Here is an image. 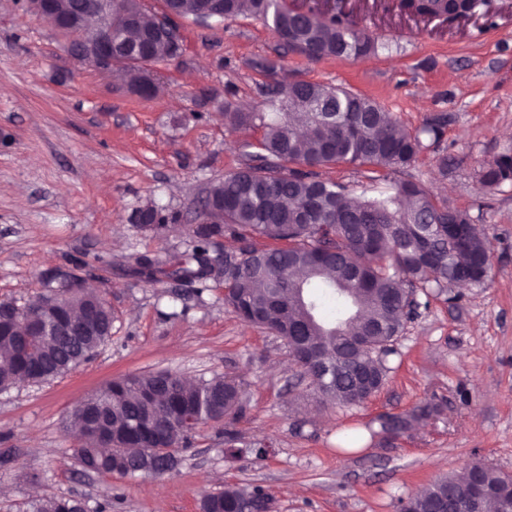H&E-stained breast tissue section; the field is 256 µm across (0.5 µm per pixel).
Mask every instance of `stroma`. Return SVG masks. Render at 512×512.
<instances>
[{"instance_id": "1", "label": "stroma", "mask_w": 512, "mask_h": 512, "mask_svg": "<svg viewBox=\"0 0 512 512\" xmlns=\"http://www.w3.org/2000/svg\"><path fill=\"white\" fill-rule=\"evenodd\" d=\"M351 6L378 44L362 59H308L250 15L211 28L180 19L183 51L153 66L159 92L143 98L116 72L74 60L27 0H0V300L33 299L41 275L62 268L115 316L93 359L0 393V512L61 495L108 498L112 512H201L205 495L249 484L273 493L275 512H400L401 497L473 462L512 474V182H479L482 164L512 154V0H484L451 26L406 17L397 0ZM285 81L345 87L412 130L447 117L404 176L478 217L491 241L489 278L421 304L385 385L359 405L323 402L283 341L225 307L223 276L156 288L130 266L138 254L189 251L206 188L244 166L261 136L228 132L225 112L271 111ZM323 175L358 196L391 184L365 167ZM151 202L178 216L164 236L133 221ZM165 370L239 380L247 408L236 428L245 442L272 441L267 456L228 457L207 427L164 478L82 470L67 413L113 379ZM424 404L438 414L380 435L379 415ZM351 431L358 447L341 448Z\"/></svg>"}]
</instances>
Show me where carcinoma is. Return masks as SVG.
I'll return each mask as SVG.
<instances>
[{"label":"carcinoma","mask_w":512,"mask_h":512,"mask_svg":"<svg viewBox=\"0 0 512 512\" xmlns=\"http://www.w3.org/2000/svg\"><path fill=\"white\" fill-rule=\"evenodd\" d=\"M166 2L176 14L198 19L199 0ZM215 7L226 20L242 14L260 18L284 36L286 47L310 59H357L376 50L375 40L349 14L308 15L286 0H217ZM136 11V0H126L123 10L112 14V55L125 64L132 84L139 63H165L183 46L165 31L155 35L146 52H138L149 26L127 19L126 13ZM277 94L276 112L224 113L233 130L262 127L257 151L249 163L207 189L205 205L224 200L220 223L191 225V251L165 262L153 260L148 277L153 284L171 277L202 282V268L213 260L209 246L214 239L229 236L243 243L224 251V305L244 321L249 309L259 311L252 325L279 337L294 358V339L344 353L334 379L305 365L301 377L327 402L358 405L384 385L388 357L417 291L440 290L471 272L475 282H482L488 276L490 240L471 214L436 201L412 180L396 179L386 194L351 201L348 186L320 177V169L341 164L401 173L424 148L422 136L440 139L446 118L411 131L373 99L343 87L301 81L282 86ZM507 181H512V156L482 167V187L494 189ZM175 221V215L153 204L134 216L140 229L158 236ZM254 239L281 240L286 246L259 249L251 244ZM89 306L99 315L100 331L93 335L20 337L24 319L40 323L55 313L71 320ZM112 319L102 295L70 288L63 278L45 280V292L32 302L0 300V363H8L0 367V391L13 388L20 374L43 383L76 369L112 339ZM86 406L104 414L120 438L113 443L83 435L76 458L97 473L124 476L142 462L148 476L162 478L178 465L177 452L191 447L205 427L220 430L227 448L242 443L234 424L245 405L241 383L233 377L189 383L175 371H160L119 378L72 410V428L82 426ZM435 410L426 404L408 414L382 415L379 433L401 434ZM511 482L512 475L476 462L464 477L449 475L401 501V512H429L433 499L467 504L475 483L495 499L499 512H512ZM272 502L262 485H228L204 498L201 510L267 512ZM111 509L110 499L91 509L82 499L53 496L29 500L25 512Z\"/></svg>","instance_id":"carcinoma-1"}]
</instances>
